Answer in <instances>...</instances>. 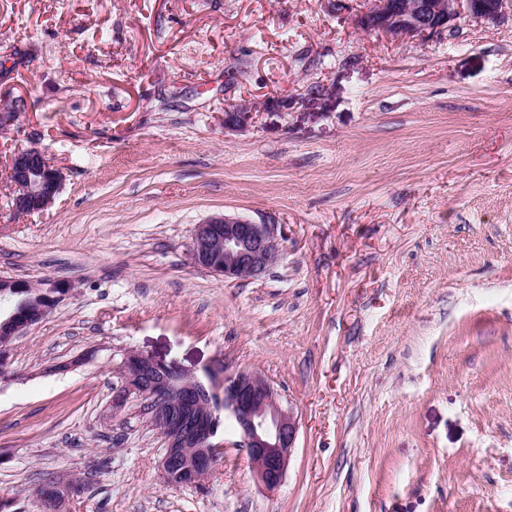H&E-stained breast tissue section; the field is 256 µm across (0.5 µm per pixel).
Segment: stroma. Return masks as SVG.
<instances>
[{"label":"stroma","instance_id":"1","mask_svg":"<svg viewBox=\"0 0 512 512\" xmlns=\"http://www.w3.org/2000/svg\"><path fill=\"white\" fill-rule=\"evenodd\" d=\"M364 8L0 0V275L73 286L0 378L9 512L65 478L70 512H512V12L393 41ZM20 149L64 174L23 217ZM222 214L282 225L264 278L193 264ZM128 348L264 376L299 421L279 491L230 427L167 487L143 400L112 410Z\"/></svg>","mask_w":512,"mask_h":512}]
</instances>
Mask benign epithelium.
<instances>
[{"label": "benign epithelium", "mask_w": 512, "mask_h": 512, "mask_svg": "<svg viewBox=\"0 0 512 512\" xmlns=\"http://www.w3.org/2000/svg\"><path fill=\"white\" fill-rule=\"evenodd\" d=\"M512 0H412L403 11L393 0H367L357 24L365 32H379L391 40L436 33L461 16L496 22ZM14 186L12 210L20 215L46 209L59 194L63 172L38 150H19L9 167ZM283 234L279 224L255 222L220 215L194 226L191 243L193 263L226 278L257 280L267 275L278 261ZM50 305L40 311L44 318L51 306L71 293V285L47 283ZM17 315L0 317V367L10 364L13 341L34 324L16 323ZM125 377L112 396V409L122 410L131 395L140 397L151 420L167 414L157 430L164 441L160 460L163 482L171 485L181 477L185 486H200L215 468L224 450L221 416L230 418L239 433L258 483L274 493L283 485L299 429L297 416L280 403L270 382L253 370L231 373L210 372L206 380L178 371L154 357L134 349L122 354ZM78 494L77 485L57 481L41 487L38 498L62 501Z\"/></svg>", "instance_id": "benign-epithelium-1"}]
</instances>
